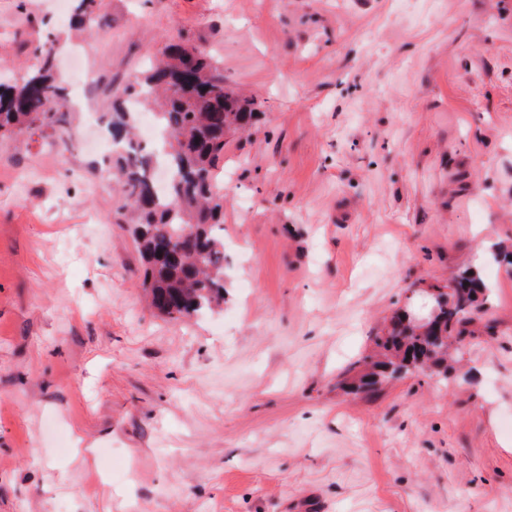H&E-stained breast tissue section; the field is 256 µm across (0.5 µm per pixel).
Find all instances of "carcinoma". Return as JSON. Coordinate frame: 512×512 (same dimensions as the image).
<instances>
[{
  "instance_id": "1",
  "label": "carcinoma",
  "mask_w": 512,
  "mask_h": 512,
  "mask_svg": "<svg viewBox=\"0 0 512 512\" xmlns=\"http://www.w3.org/2000/svg\"><path fill=\"white\" fill-rule=\"evenodd\" d=\"M101 6L102 0H78L76 21L92 28ZM54 62L53 48L37 47L24 77L0 82V139L31 137L49 128L68 145V92ZM120 94L139 107L156 108L169 168L161 192L152 173L156 151L133 142L134 112L125 107L102 116L113 141L129 148L118 168V186L144 262L142 287L152 308L171 320L201 315L224 301V188L217 184L216 168L227 137L252 127L259 103L228 89L212 60L180 34L169 38L165 59ZM488 293L480 271L469 268L458 275L455 288L440 294L434 335L445 343L399 327L405 314H397L391 327L375 337L376 354L363 358L364 369L348 368L354 373L351 387L373 388L399 377L402 369L448 374L449 342L461 344L472 334L471 315Z\"/></svg>"
}]
</instances>
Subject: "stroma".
<instances>
[{
	"instance_id": "35a3bbf8",
	"label": "stroma",
	"mask_w": 512,
	"mask_h": 512,
	"mask_svg": "<svg viewBox=\"0 0 512 512\" xmlns=\"http://www.w3.org/2000/svg\"><path fill=\"white\" fill-rule=\"evenodd\" d=\"M0 0L102 85L182 33L260 120L228 138L225 300L154 313L99 146L0 141V512H512V0ZM491 293L448 376H339L429 288Z\"/></svg>"
}]
</instances>
